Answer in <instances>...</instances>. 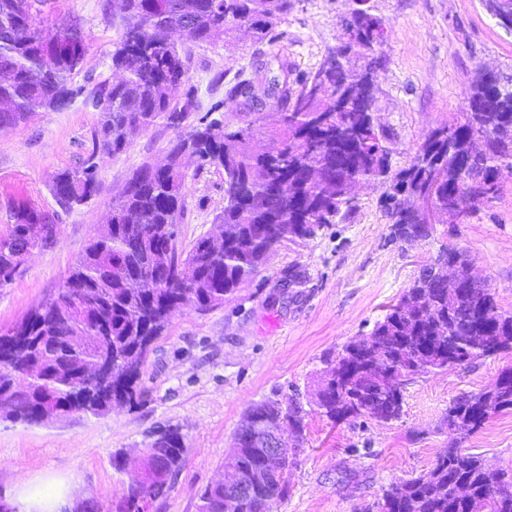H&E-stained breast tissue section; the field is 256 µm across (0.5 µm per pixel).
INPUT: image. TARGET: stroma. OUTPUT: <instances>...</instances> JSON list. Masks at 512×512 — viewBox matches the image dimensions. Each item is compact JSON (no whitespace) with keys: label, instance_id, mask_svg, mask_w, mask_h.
Here are the masks:
<instances>
[{"label":"stroma","instance_id":"stroma-1","mask_svg":"<svg viewBox=\"0 0 512 512\" xmlns=\"http://www.w3.org/2000/svg\"><path fill=\"white\" fill-rule=\"evenodd\" d=\"M374 3L388 23L378 49L386 70L375 109L394 134L391 162L397 169L431 131L459 119L463 93L481 68L512 73V33L497 25L484 0ZM348 8V0H295L280 25L286 38L277 50L295 70L315 71L335 47ZM68 16L80 21L85 37L86 54L72 78L82 96L0 130V231L20 202L55 213L58 224L55 245L31 254L12 284L0 288V328L57 294L129 174L163 158L176 136L164 127L133 134L125 153L98 156V194L73 210L59 209L50 186L86 155L98 121L87 95L114 81L111 56L121 34L112 0H44L37 24L50 34ZM271 51L244 34L228 47L220 41L191 46L189 78L201 110L223 101L224 119L232 121L229 81L253 72ZM383 192L376 181L358 185L357 209L347 221L283 243L223 307L177 311L143 367L135 407L39 425L0 418V493L26 507L50 483L67 502L91 499L112 512L127 482L117 462L144 455L155 432L171 425L184 437L186 461L151 512H198L199 496L230 457L246 411L295 393L308 413L306 441L295 452L289 496L273 512H378L384 486L428 471L447 448L451 436L440 423L449 403L489 389L512 365L502 356L412 376L403 413L388 424L369 418L334 423L318 413L313 398L325 359L336 358L350 338L369 334L440 247L466 252L474 274L495 290L503 309L512 310V175L475 214L445 218L429 238L411 245L390 242ZM185 194L179 230L187 245L210 230L223 208L224 179L212 169L189 175ZM461 445L492 466L512 468V414L497 416Z\"/></svg>","mask_w":512,"mask_h":512}]
</instances>
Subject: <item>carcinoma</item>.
I'll return each mask as SVG.
<instances>
[{"label":"carcinoma","mask_w":512,"mask_h":512,"mask_svg":"<svg viewBox=\"0 0 512 512\" xmlns=\"http://www.w3.org/2000/svg\"><path fill=\"white\" fill-rule=\"evenodd\" d=\"M43 0H0V130L17 126L34 112L60 110L82 94L71 78L86 45L80 25L69 21L46 38L34 11ZM293 0H120L123 31L112 52L118 81L100 83L89 100L99 112L91 149L81 163L61 171L51 185L56 203L72 210L99 188V154L119 155L133 130L163 124L178 131L166 147L162 165L136 168L112 199L108 223L93 229L56 297L0 329V346L19 328L27 344L10 353L0 367V402L13 420L33 424L37 409L50 403L59 419L74 413L101 415L112 403L133 404L139 395L147 344L168 329L173 313L192 306L208 312L224 305L264 266L274 247L311 236V226L340 224L357 204L352 187L377 180L386 186L384 212L390 235L402 242L426 239L419 222L420 198L433 188V221L468 198V211L491 199L469 192L463 172L477 170L493 187L512 175V84H495L482 73L464 93L460 120L432 131L400 169H392L393 137L371 124L375 91L385 59L375 47L385 41L388 22L374 6L356 5L342 20L341 38L329 56L336 66L294 75L285 57L267 78L281 87L265 115L248 104L259 81L240 73L225 95L238 103L236 123H224V101L205 116L196 90L172 96L188 77L190 53L178 46L179 32L193 43L224 39L232 44L244 30L254 42L271 46L285 38L278 24ZM267 125V143H252L257 120ZM493 138L485 153L474 142ZM197 158L200 168L224 172V208L209 233L190 246L179 240L187 213L186 173L182 158ZM446 179L432 183L434 171ZM14 223L0 233V288L12 283L22 251L50 242L28 234L32 224H53L55 217L27 203L12 213ZM458 281L433 277L413 281L399 302L387 309L370 333L375 368L362 369V341L350 339L345 357L326 362L316 406L333 422L360 413L383 423L398 420L403 388L387 371L400 367L410 375L448 369L512 352V310L499 307L494 289L469 279L467 255L440 249ZM102 357L110 359L112 386L86 385V372ZM300 412L291 400L268 399L255 413V425ZM512 413V367L502 369L488 391L454 399L446 423L470 435L491 419ZM243 441L235 468L244 473L263 466L262 450ZM153 458L174 473L185 461L184 438L176 428L161 429ZM287 482L268 480L251 496L230 500L228 486L214 481L200 495L199 512H272L289 492ZM511 469H490L485 459L448 444L432 467L416 477L397 479L382 491L380 512H512Z\"/></svg>","instance_id":"obj_1"}]
</instances>
